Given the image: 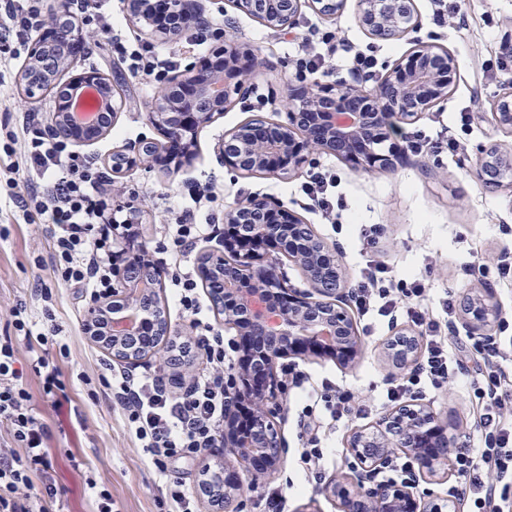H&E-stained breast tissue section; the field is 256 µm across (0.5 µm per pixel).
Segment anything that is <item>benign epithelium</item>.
<instances>
[{
	"label": "benign epithelium",
	"mask_w": 512,
	"mask_h": 512,
	"mask_svg": "<svg viewBox=\"0 0 512 512\" xmlns=\"http://www.w3.org/2000/svg\"><path fill=\"white\" fill-rule=\"evenodd\" d=\"M245 13L275 33L295 28L297 16L308 7L334 18L346 0H232ZM367 31L380 39H399L417 29L421 19L409 0H357ZM224 67L199 71L192 66L172 76L163 88L153 113L154 124L165 135L195 143L197 132L231 108L236 98L251 92V72L238 64L253 60L252 51L229 43L220 51ZM68 65L63 49L43 45L32 48L20 81L25 93L53 90L56 79ZM454 58L444 49L421 45L410 63L389 70L370 90L355 77L352 83L339 81L322 90L310 86L287 97L288 122H270L257 117L224 134L219 152L224 164L243 174L279 177L297 173L309 154L334 155L365 169L390 170L403 155L393 148L383 149L388 133L403 121H412L448 98ZM96 85L105 98L109 121L78 129L76 142L91 144L107 132L120 105L111 92L108 78L84 72L70 78L67 89ZM496 121L512 133V92L504 93L496 107ZM161 147L148 153L143 141L135 140L121 149V156L139 161H160ZM476 178L500 184L512 178V152L498 148L482 151ZM224 250L210 253L201 264L202 277L224 279V295L214 300L224 311V324L237 335L267 339L257 353L262 371L254 375L237 366L224 391V447L244 460L260 459L275 468L282 455V439L272 421L279 409L277 391L279 361L294 355L310 354L331 358L343 366L354 364L362 351V339L343 303L345 276L336 246L310 232L288 236L286 227L304 228L303 220L273 197H253L224 214ZM284 256L297 265L314 291L301 293L283 286L274 256ZM123 262L114 269L112 301L118 308L135 313L127 326L119 322L108 328L112 358L138 362L152 354L147 348L133 352L126 348L129 336L146 339L168 334L166 313L159 305L141 307L144 289L133 270L142 261L141 249L131 243L122 250ZM466 325L471 334L484 336L496 314L493 291H479L467 297ZM418 341L408 332H394L387 345V358L404 369L415 364ZM456 435L430 409L418 403L405 404L383 414L377 421L354 429L347 448L355 459L351 467L355 490L334 483L330 492L339 500V512H414L408 487L389 484L365 487L363 476L385 464L396 449L411 452L420 468L434 477L452 463Z\"/></svg>",
	"instance_id": "1"
}]
</instances>
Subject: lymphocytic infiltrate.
Here are the masks:
<instances>
[{
  "label": "lymphocytic infiltrate",
  "instance_id": "1",
  "mask_svg": "<svg viewBox=\"0 0 512 512\" xmlns=\"http://www.w3.org/2000/svg\"><path fill=\"white\" fill-rule=\"evenodd\" d=\"M48 0H0V16L17 36L59 37L63 25L89 22L86 0H58L57 27L46 25ZM12 142L21 143L30 176L25 180L24 208L47 216L51 238L50 270L62 287L75 294L85 292L111 297L112 270L119 249L112 239V227L102 221L106 203L94 194L98 183L90 166L63 164L65 141L53 137L35 114L22 118ZM57 167L59 177L50 189L34 182V174ZM206 225L175 224L159 242V251L168 253L172 264L174 297L184 310L200 314L197 285L185 270V260L196 242L205 235ZM425 289L419 280L392 275L376 260H368L353 293L357 307L388 316L405 311L406 316L426 336V355L402 382L391 385L387 398L401 400L427 381L438 385L460 367L461 359L479 364L471 384L472 398L479 410L476 446L457 449L455 461L466 475L463 490L470 512H512V358L494 342L474 337L443 335L442 325L451 321L452 299L442 302V316L430 314L421 305ZM25 307L14 312V326L22 338L0 336V424L6 426L11 448H0V512H47L56 502L58 489L48 475L46 441L49 425L35 412L33 397L25 379L28 371L42 372L45 395L64 392L66 385L57 369L43 356L50 338L26 330ZM195 342L185 344L182 356L202 355L205 365L192 376L181 394H174L160 376L122 371L101 377L113 402L122 411L127 426L134 431L143 451L159 471L169 464L192 461L208 449L219 448L224 440V338L210 327L196 332ZM26 344L30 369L18 368V346Z\"/></svg>",
  "mask_w": 512,
  "mask_h": 512
}]
</instances>
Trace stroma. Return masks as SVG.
Masks as SVG:
<instances>
[{"mask_svg":"<svg viewBox=\"0 0 512 512\" xmlns=\"http://www.w3.org/2000/svg\"><path fill=\"white\" fill-rule=\"evenodd\" d=\"M448 2L454 6L458 22L437 24V0H414L413 7L422 19L420 30L398 40H381L361 26L355 0H348L343 12L333 20L303 10L296 28L281 35L237 11L231 0H200L205 20L212 27L223 28L224 34L222 39L192 45L185 39L172 43L154 37L147 27L130 17L125 0H89L90 7L111 15L115 34L129 49L152 46L159 56L171 59L172 71L200 63L229 41L248 45L264 60L252 74L251 95L199 131L197 148L189 161L169 168L156 163L139 164L116 176L112 173V156L126 142L143 135L159 144L166 141L149 110L161 85L133 76L128 61L111 54L105 33L95 25L76 27V38L87 42L90 51L73 57L70 74L97 71L109 78L121 75L122 106L107 135L90 145L69 143L67 150L71 158L92 163L100 172L107 204L105 218L117 225L132 222L137 242L153 250L162 279L157 293L167 314L170 336L188 338L192 331L188 314L172 301L168 257L155 253L156 243L164 238L168 225L178 221L210 225L209 236L197 242L187 266L191 277L198 279L201 259L224 243L225 211L255 195L281 200L298 212L316 234L336 243L342 251L348 284L356 283L360 268L373 256L385 262L397 277L419 275L427 290L428 305L435 309L440 308L446 294H454L456 302L461 303L482 287V280L469 275L470 265L496 261L504 246L512 247V237L501 232L502 226L512 227V188H489L474 176L481 159L480 147H512V135L499 128L492 115L495 99L512 88V77L498 71L494 61L502 41L512 35V0ZM327 30L335 32L344 48L328 57L324 73L308 77V84L313 86L351 78L346 63L350 49L373 53L379 75L420 41L435 44L454 56L458 75L447 101L408 125L407 131L410 138L423 142L447 133L459 140V150L441 154L412 152L404 164L389 172L355 168L328 154L314 156L299 174L290 177L243 175L225 167L216 150L225 132L257 115L284 119L283 103L297 84L292 61L298 46L311 32ZM35 42V37H28L17 53L0 58V99L14 104L11 111L0 109V336L15 335L13 310L20 304L28 309L32 333L49 332L55 324L61 328L56 344L48 346L45 357L60 370L68 395L79 410L78 417H71L68 408L53 406L51 399L44 396L37 374L28 373L26 379L37 412L53 432L50 474L62 495L51 512H92V489L96 486L111 492L112 512H168L169 505L160 491L165 479L182 480L198 491L208 468H228L238 473L241 489L235 496V512H269L263 495L270 486L284 496L285 512H338L337 499L330 488L348 471V439L355 428L372 423L391 410L386 389L390 381L402 375L385 356L391 329L397 326L409 331L412 323L402 317L392 323L376 315L354 313L363 352L351 368L314 356L292 358V365L308 379L298 386L285 387L279 397L282 411L276 425L285 448L284 462L278 469L258 474L232 451L214 448L195 461L172 463L167 475H160L124 426L118 407L105 394L88 397L82 377L95 379L106 370H122L123 364L84 333L85 302L72 291L56 287L49 269H36V260L51 257L49 232L41 217L23 216L4 183L10 131L27 112L50 119L57 104L55 93L40 92L29 98L20 85V72ZM464 112L471 116L466 125L460 122ZM321 170L335 178L332 198L336 208L328 220L302 192L310 174ZM204 187L212 189L216 202L198 200L196 192ZM364 224H377L382 229L372 256L360 236L359 229ZM40 281L56 294L54 316L50 319L43 316L35 300L34 288ZM63 343L69 348L64 356L59 353ZM476 375L475 364L466 363L464 374L453 383L438 388L423 383L414 398L448 424L461 426L463 435H472L478 415L471 404L468 385ZM325 378L355 392L366 411L350 413L337 422L324 421L321 444L329 454L322 476L316 480L301 466L305 439L299 416L309 404L314 388Z\"/></svg>","mask_w":512,"mask_h":512,"instance_id":"obj_1","label":"stroma"}]
</instances>
